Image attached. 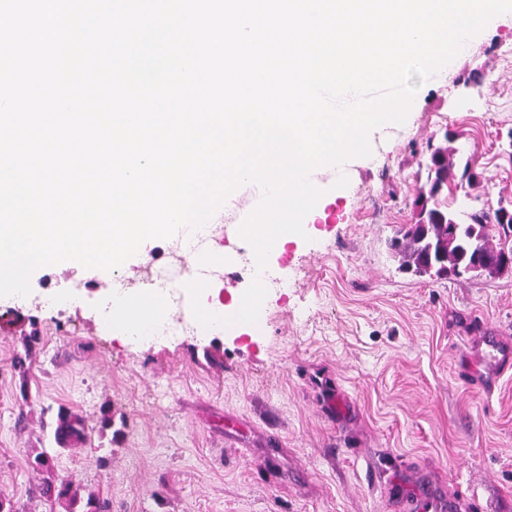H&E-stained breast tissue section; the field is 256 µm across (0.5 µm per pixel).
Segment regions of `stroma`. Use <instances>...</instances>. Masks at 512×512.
<instances>
[{
  "instance_id": "obj_1",
  "label": "stroma",
  "mask_w": 512,
  "mask_h": 512,
  "mask_svg": "<svg viewBox=\"0 0 512 512\" xmlns=\"http://www.w3.org/2000/svg\"><path fill=\"white\" fill-rule=\"evenodd\" d=\"M506 40L512 22L482 33L404 123L371 131L347 187L324 176L336 220L271 251L256 325L127 336L102 317L109 272L75 262L33 272L52 304L0 301V496L59 512L29 459L51 448L65 406L93 433L54 470L110 512H419L427 499L512 512V370L498 369L512 353V269L429 279L391 247L415 221L434 146L478 175L449 185V208L512 209ZM212 250L228 262L202 301L228 306L250 285L237 274L250 247L225 236Z\"/></svg>"
}]
</instances>
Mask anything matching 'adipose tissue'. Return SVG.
Listing matches in <instances>:
<instances>
[{
	"label": "adipose tissue",
	"mask_w": 512,
	"mask_h": 512,
	"mask_svg": "<svg viewBox=\"0 0 512 512\" xmlns=\"http://www.w3.org/2000/svg\"><path fill=\"white\" fill-rule=\"evenodd\" d=\"M160 330L169 322V307L163 291H147L133 286L112 297L110 324L120 331H128L137 321Z\"/></svg>",
	"instance_id": "1"
}]
</instances>
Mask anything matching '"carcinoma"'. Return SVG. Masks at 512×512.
<instances>
[{
  "mask_svg": "<svg viewBox=\"0 0 512 512\" xmlns=\"http://www.w3.org/2000/svg\"><path fill=\"white\" fill-rule=\"evenodd\" d=\"M426 167L427 183L420 188L415 200V204L422 205L419 219L408 225L402 239L394 241V248L404 255L405 264L415 267L420 274L433 273L440 277L467 266L477 253L492 259L500 256L504 248L497 249L489 243L487 227L500 223L498 213L503 208L472 210L467 213L466 222L457 225L456 233H451L452 219L440 195L454 167L453 154L435 147L431 149ZM51 433L56 452L78 448L89 437L84 419L64 406L57 410ZM51 460L52 456L46 451L30 460L33 470L43 474L38 486L39 497L59 505L63 512H108L106 503L91 493L79 494L70 481L57 476Z\"/></svg>",
  "mask_w": 512,
  "mask_h": 512,
  "instance_id": "cac0c4a2",
  "label": "carcinoma"
}]
</instances>
